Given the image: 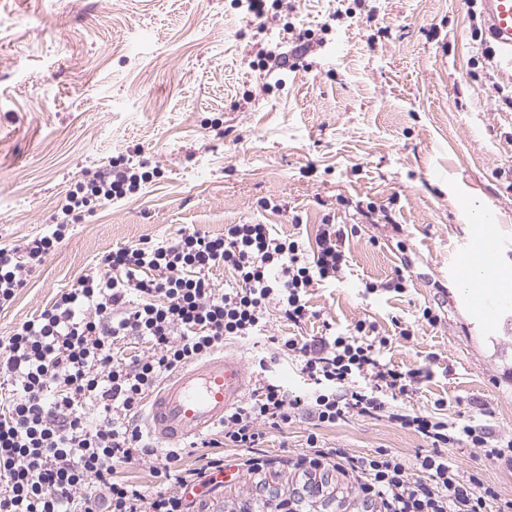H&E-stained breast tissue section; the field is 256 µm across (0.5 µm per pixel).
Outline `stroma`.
<instances>
[{"label": "stroma", "mask_w": 512, "mask_h": 512, "mask_svg": "<svg viewBox=\"0 0 512 512\" xmlns=\"http://www.w3.org/2000/svg\"><path fill=\"white\" fill-rule=\"evenodd\" d=\"M257 29L235 0H0V247L47 233L67 190L113 157L159 169L139 193L73 221L66 237L0 308V338L37 315L105 252L180 229L271 224L314 239L345 224L342 283L314 291L323 321L360 319L389 337L385 360L427 367L407 408L475 401L512 434V384L497 383L493 343L455 301L451 267L474 215L512 243V69L487 60L480 0H274ZM275 43L270 69L258 51ZM278 210L264 208V201ZM403 274L405 293H366ZM445 314L415 321L424 307ZM415 326L411 338L400 327ZM255 372L276 357L289 393L305 385L267 337L226 342ZM311 421L273 433L260 474L229 467L201 512H234L257 486L290 494L289 456ZM326 445L414 455V434L353 418L321 429ZM462 475L480 472L512 498V473L455 449Z\"/></svg>", "instance_id": "35a3bbf8"}]
</instances>
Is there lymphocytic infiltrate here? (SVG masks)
<instances>
[{"instance_id": "lymphocytic-infiltrate-1", "label": "lymphocytic infiltrate", "mask_w": 512, "mask_h": 512, "mask_svg": "<svg viewBox=\"0 0 512 512\" xmlns=\"http://www.w3.org/2000/svg\"><path fill=\"white\" fill-rule=\"evenodd\" d=\"M147 161L122 156L68 190L50 233L0 247V307L40 268L70 218L98 202L120 201L148 182ZM346 235L320 225L314 248L269 224H228L212 236L182 229L172 237L104 253L38 315L0 340V512H189L188 492L222 472L224 448L239 449L248 472L264 463L253 451L268 433L312 420L294 463L308 487L337 472L368 512H512V499L479 474L461 475L458 447L512 470V437H491L473 417L448 418L444 400L423 412L403 407L429 372L383 362L389 339L375 324L314 338L273 334L271 317L307 322L315 289L342 281ZM224 269L233 280L216 287ZM268 337L291 357L309 388L293 395L260 377L256 395L225 413L208 437L157 456L128 421L159 382L231 339ZM141 353H132V346ZM362 416L419 436L413 457L387 448L355 455L325 446L318 431ZM193 456L197 467L184 468ZM150 465L163 490L148 492L116 475L118 466Z\"/></svg>"}]
</instances>
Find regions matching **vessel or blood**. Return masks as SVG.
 <instances>
[{
	"mask_svg": "<svg viewBox=\"0 0 512 512\" xmlns=\"http://www.w3.org/2000/svg\"><path fill=\"white\" fill-rule=\"evenodd\" d=\"M488 36L512 65V0H481ZM507 244L494 227L479 228L462 244V272L477 271L481 287L465 293L461 303L470 316L492 333H512L505 311L512 296L497 286L505 272ZM248 374L241 360L219 355L184 367L165 379L151 402L146 426L158 444L200 435L224 421V414L243 401Z\"/></svg>",
	"mask_w": 512,
	"mask_h": 512,
	"instance_id": "b4317fda",
	"label": "vessel or blood"
}]
</instances>
